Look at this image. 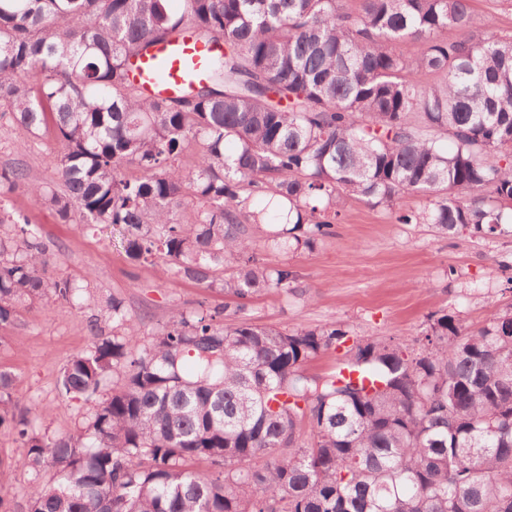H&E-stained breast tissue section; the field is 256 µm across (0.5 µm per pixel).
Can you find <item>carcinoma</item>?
<instances>
[{
	"label": "carcinoma",
	"mask_w": 512,
	"mask_h": 512,
	"mask_svg": "<svg viewBox=\"0 0 512 512\" xmlns=\"http://www.w3.org/2000/svg\"><path fill=\"white\" fill-rule=\"evenodd\" d=\"M360 2L0 0V125L57 142L29 191L64 224L117 230L131 263L239 299L297 284L253 226L273 227L269 250L311 252L349 198L420 193L397 223L511 237L512 33L474 30L469 0ZM186 33L219 44L206 78L145 94L135 61ZM26 181L0 171V188ZM0 224V327L70 300L28 217ZM106 314L112 334L91 315L58 378L64 401L112 383L78 433L37 432L0 371V432L34 474L56 470L30 512H512V304L474 330L437 311L413 343L202 305L147 338L121 300ZM328 351L339 370L307 375Z\"/></svg>",
	"instance_id": "1"
}]
</instances>
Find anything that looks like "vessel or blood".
<instances>
[{"instance_id":"1","label":"vessel or blood","mask_w":512,"mask_h":512,"mask_svg":"<svg viewBox=\"0 0 512 512\" xmlns=\"http://www.w3.org/2000/svg\"><path fill=\"white\" fill-rule=\"evenodd\" d=\"M211 53L210 47L191 40L162 45L141 60L136 76L150 92L174 97L202 77L203 62Z\"/></svg>"}]
</instances>
